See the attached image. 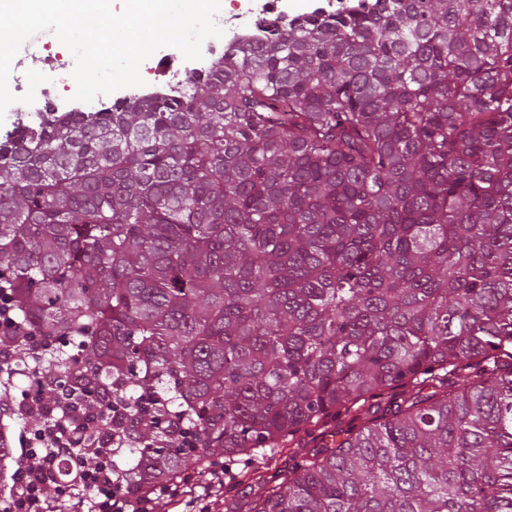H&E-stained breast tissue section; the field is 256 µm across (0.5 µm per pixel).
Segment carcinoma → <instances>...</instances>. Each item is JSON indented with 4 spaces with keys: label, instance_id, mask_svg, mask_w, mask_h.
<instances>
[{
    "label": "carcinoma",
    "instance_id": "cac0c4a2",
    "mask_svg": "<svg viewBox=\"0 0 512 512\" xmlns=\"http://www.w3.org/2000/svg\"><path fill=\"white\" fill-rule=\"evenodd\" d=\"M187 83L0 139V348L117 409L124 487L286 446L229 512H512V0H348Z\"/></svg>",
    "mask_w": 512,
    "mask_h": 512
}]
</instances>
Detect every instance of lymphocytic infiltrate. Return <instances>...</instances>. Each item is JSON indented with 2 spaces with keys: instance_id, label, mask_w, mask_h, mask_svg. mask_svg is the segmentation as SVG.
<instances>
[{
  "instance_id": "obj_1",
  "label": "lymphocytic infiltrate",
  "mask_w": 512,
  "mask_h": 512,
  "mask_svg": "<svg viewBox=\"0 0 512 512\" xmlns=\"http://www.w3.org/2000/svg\"><path fill=\"white\" fill-rule=\"evenodd\" d=\"M10 352L0 353V446L16 451L17 465L7 484L0 486V512H156L157 505L171 508L184 502L185 490L201 484L205 512H216L224 502V472L213 468L204 477L184 474L179 481L156 487L139 496L116 488L112 481V449L115 439L92 435L97 407L95 394H87L84 406L62 405L41 382L32 381L18 391L9 367ZM39 417L35 428H17L18 420ZM70 459L75 479L62 480L58 460Z\"/></svg>"
}]
</instances>
